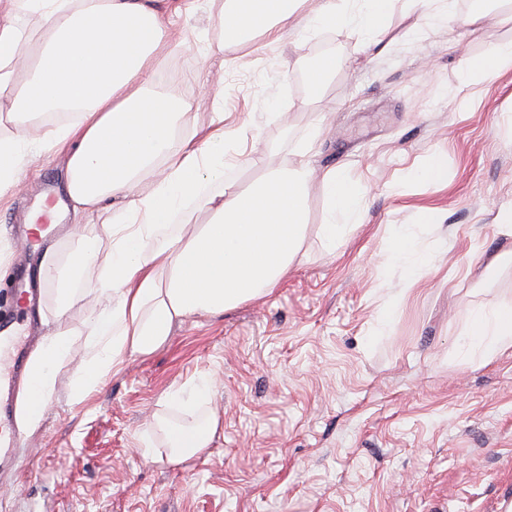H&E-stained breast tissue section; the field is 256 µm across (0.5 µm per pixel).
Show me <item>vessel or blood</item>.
<instances>
[{
  "instance_id": "1",
  "label": "vessel or blood",
  "mask_w": 512,
  "mask_h": 512,
  "mask_svg": "<svg viewBox=\"0 0 512 512\" xmlns=\"http://www.w3.org/2000/svg\"><path fill=\"white\" fill-rule=\"evenodd\" d=\"M7 288L6 298L0 302V462L5 464L11 459L15 444L13 397L25 371L24 334L29 316L40 306L45 283L28 269L19 268Z\"/></svg>"
}]
</instances>
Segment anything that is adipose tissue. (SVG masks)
I'll return each instance as SVG.
<instances>
[{
    "instance_id": "ef3b65f1",
    "label": "adipose tissue",
    "mask_w": 512,
    "mask_h": 512,
    "mask_svg": "<svg viewBox=\"0 0 512 512\" xmlns=\"http://www.w3.org/2000/svg\"><path fill=\"white\" fill-rule=\"evenodd\" d=\"M392 0H224V37L255 31L273 40L308 35L320 27L353 25L379 33ZM182 0H0V91L16 88L8 120L14 131L0 135V194L18 189L25 165L23 143L38 140L63 147L65 178L74 216L118 206L103 223L109 242L103 265L84 225L73 227L77 246L66 253L47 248L40 263L51 281L54 329L31 356L18 404L20 429L34 434L55 392L57 374L75 341L66 324L70 309L85 297V276L96 272L108 307L93 312L83 334L84 358L73 374L71 397L82 401L126 360L148 357L166 344L175 321L217 315L274 291L298 263L307 231V196L321 177L329 207L318 235L329 249L357 228L362 199L344 170L315 174L307 165L273 169L241 190L224 180L223 116L202 137L186 140L178 160L169 151L182 115L180 103L148 84L166 57L167 13ZM38 14L47 39L17 80L13 61L22 34L17 10ZM512 68V42L484 58L464 62L461 89ZM72 108L76 118L56 130L35 132L41 115ZM164 178L148 193L142 180L159 164ZM223 183L217 194L207 187ZM210 210L209 223L192 224L183 202ZM175 225L172 234L164 228ZM462 350L486 359L512 344V307L474 308ZM165 431L172 459L208 448L216 420Z\"/></svg>"
}]
</instances>
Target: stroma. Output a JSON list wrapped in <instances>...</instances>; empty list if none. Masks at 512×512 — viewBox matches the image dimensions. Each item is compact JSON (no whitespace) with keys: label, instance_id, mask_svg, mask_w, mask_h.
I'll return each mask as SVG.
<instances>
[{"label":"stroma","instance_id":"1","mask_svg":"<svg viewBox=\"0 0 512 512\" xmlns=\"http://www.w3.org/2000/svg\"><path fill=\"white\" fill-rule=\"evenodd\" d=\"M223 10L224 0H194L191 14L165 19L184 43L150 81L186 105L174 147L223 112L235 144L213 192L283 164L344 168L361 223L326 248L316 229L327 199L314 182L304 259L271 295L176 322L161 349L79 404L76 364L63 363L39 430L21 435L13 472L0 475V512H502L512 347L467 360L459 345L469 309L512 307V236L497 223L512 208V69L476 82L470 100L452 92L465 58L512 41V23L438 28L396 0L371 49L353 26L234 43ZM327 56L338 65L310 101L299 80ZM28 157L23 188L0 198L1 274L40 258L17 249L10 226L41 178L64 180L59 149ZM433 157L445 168L438 183L416 174ZM403 229L432 258L411 282L391 257ZM203 375L209 402L190 414L164 402L170 386ZM209 418L210 447L179 462L151 427Z\"/></svg>","mask_w":512,"mask_h":512}]
</instances>
